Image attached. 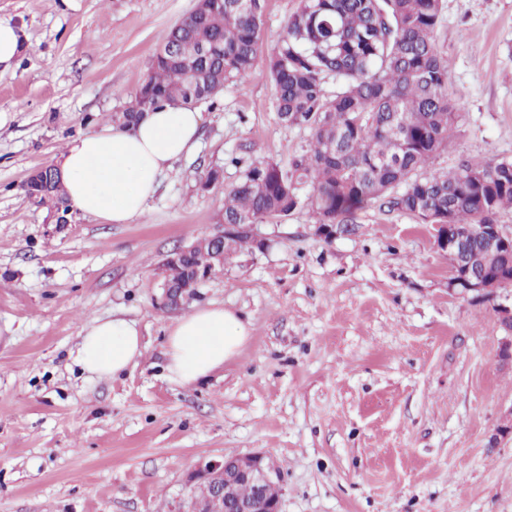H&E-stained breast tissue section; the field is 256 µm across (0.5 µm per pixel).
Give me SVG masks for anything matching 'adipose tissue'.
<instances>
[{
    "mask_svg": "<svg viewBox=\"0 0 512 512\" xmlns=\"http://www.w3.org/2000/svg\"><path fill=\"white\" fill-rule=\"evenodd\" d=\"M200 113L176 105L150 113L130 130L106 127L67 141L57 161L71 210L125 224L140 217L161 176L198 145ZM250 337L243 316L210 304L168 327L170 381L187 385L233 359ZM143 342L136 322L92 318L81 328L73 358L83 373L115 377L137 365Z\"/></svg>",
    "mask_w": 512,
    "mask_h": 512,
    "instance_id": "ef3b65f1",
    "label": "adipose tissue"
}]
</instances>
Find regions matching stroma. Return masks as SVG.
Returning a JSON list of instances; mask_svg holds the SVG:
<instances>
[{"mask_svg": "<svg viewBox=\"0 0 512 512\" xmlns=\"http://www.w3.org/2000/svg\"><path fill=\"white\" fill-rule=\"evenodd\" d=\"M197 0H0L21 28L0 70V512H186L203 458L264 453L281 512H512V368L497 308L450 288L433 225L369 208L317 233L308 207L258 228L182 309L162 304L164 261L221 232L229 159L289 167L310 141L280 123L264 67L202 104L195 152L126 224L52 213L21 185L68 139L110 124L146 79L166 31ZM437 40L459 120L434 170L512 158V0H445ZM223 178L201 190V175ZM217 304L251 323L238 355L190 385L169 381V324ZM136 321L124 374L82 373L85 319Z\"/></svg>", "mask_w": 512, "mask_h": 512, "instance_id": "1", "label": "stroma"}]
</instances>
